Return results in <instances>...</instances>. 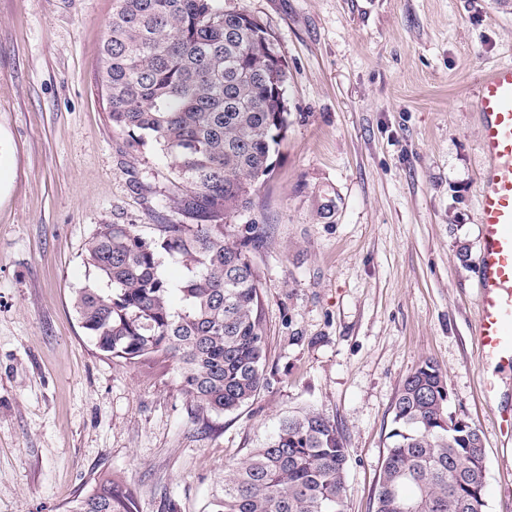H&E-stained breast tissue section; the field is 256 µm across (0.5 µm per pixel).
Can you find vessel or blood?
Instances as JSON below:
<instances>
[{
	"mask_svg": "<svg viewBox=\"0 0 512 512\" xmlns=\"http://www.w3.org/2000/svg\"><path fill=\"white\" fill-rule=\"evenodd\" d=\"M484 167L477 214L481 247L475 261L480 314L475 334L492 371L483 377L496 394L504 369L512 370V64L486 74L476 100Z\"/></svg>",
	"mask_w": 512,
	"mask_h": 512,
	"instance_id": "b4317fda",
	"label": "vessel or blood"
}]
</instances>
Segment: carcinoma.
<instances>
[{
    "mask_svg": "<svg viewBox=\"0 0 512 512\" xmlns=\"http://www.w3.org/2000/svg\"><path fill=\"white\" fill-rule=\"evenodd\" d=\"M286 61L264 22L220 0H113L99 82L112 127L131 147L151 146L175 179L161 203L195 220L161 224L146 239L133 224H98L87 264L106 287L75 293L95 347L125 365L176 369L180 387L210 414L248 404L264 381L260 275L228 228L252 205L288 131ZM182 264L178 279L162 257ZM448 385L422 361L403 381L375 493V512H481L468 485L486 467L480 432L446 428ZM347 452L336 425L307 411L281 421L244 460L224 470L211 512H345ZM66 512H135L132 489L101 480Z\"/></svg>",
    "mask_w": 512,
    "mask_h": 512,
    "instance_id": "carcinoma-1",
    "label": "carcinoma"
}]
</instances>
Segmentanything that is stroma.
Here are the masks:
<instances>
[{"mask_svg":"<svg viewBox=\"0 0 512 512\" xmlns=\"http://www.w3.org/2000/svg\"><path fill=\"white\" fill-rule=\"evenodd\" d=\"M266 24L288 65V132L236 229L267 325L265 386L199 413L173 368L96 349L74 309L99 224L148 239L188 218L173 179L113 129L97 80L112 0H0V512H63L116 475L136 512H209L226 466L288 414L335 423L346 510L373 498L405 377L447 376L451 416L484 439L483 512H512V441L481 390L474 336L486 73L512 63V0H223Z\"/></svg>","mask_w":512,"mask_h":512,"instance_id":"stroma-1","label":"stroma"}]
</instances>
